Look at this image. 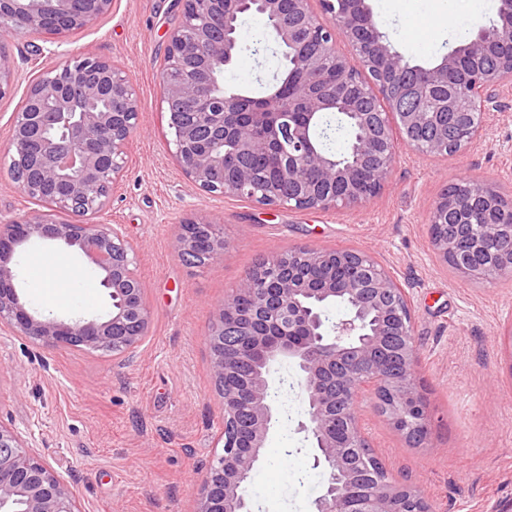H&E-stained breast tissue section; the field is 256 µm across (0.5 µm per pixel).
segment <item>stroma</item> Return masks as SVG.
<instances>
[{"instance_id":"1","label":"stroma","mask_w":512,"mask_h":512,"mask_svg":"<svg viewBox=\"0 0 512 512\" xmlns=\"http://www.w3.org/2000/svg\"><path fill=\"white\" fill-rule=\"evenodd\" d=\"M388 40L411 64L429 66L498 18L499 0H368ZM179 21L176 0H112L109 13L59 36L5 38L17 75L0 99V150L29 81L64 63L65 52L105 58L133 85L139 128L129 170L106 208L89 223L119 226L136 257L149 332L126 359L80 348L42 349L0 331V424L20 432L33 453L72 485L81 512H195L206 467L221 453L224 406L205 338L213 313L257 262L302 247L373 256L408 292L416 373L431 415L428 442L409 446L364 398L358 418L389 476L419 487L435 512H512V349L502 333L512 320V275L490 282L460 276L436 251L428 217L450 183L469 179L512 198V88L498 93L481 139L462 154L424 157L399 147L388 186L361 208L289 210L235 196H211L185 179L174 158L160 75L166 32ZM263 20L239 25L242 50L226 70L231 87L277 72L279 56L253 53ZM46 207L30 199L0 164V219ZM206 215L228 248L194 266L175 243L183 221ZM50 254L78 266L85 284L68 290L56 315L97 316L110 308L93 264L37 245L17 256V286L43 310L27 268ZM253 472L252 512H314L325 475L313 465L298 371Z\"/></svg>"}]
</instances>
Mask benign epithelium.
Listing matches in <instances>:
<instances>
[{"label": "benign epithelium", "mask_w": 512, "mask_h": 512, "mask_svg": "<svg viewBox=\"0 0 512 512\" xmlns=\"http://www.w3.org/2000/svg\"><path fill=\"white\" fill-rule=\"evenodd\" d=\"M178 0L181 16L168 33L161 104L173 132V155L187 180L207 194L231 195L263 206L290 210L359 208L388 184L398 141L427 156L463 154L483 135L493 109V94L512 85V0H501L499 20L481 28L429 67L412 65L382 31L366 51L350 31L351 15L378 22L367 0ZM112 0H0V40L31 30L61 35L88 26ZM261 17L277 45L288 51L292 89L274 98L265 113L269 131L245 133L229 121L243 95L220 85L241 49L238 14ZM345 32L353 56L336 50V31ZM502 51L491 66H477L459 78L460 60L480 61L489 41ZM357 63H352V59ZM336 79L321 84L326 66ZM367 84L374 109L365 110L351 91L355 76ZM15 71L0 54V97L11 93ZM340 111L355 130L352 159L323 151L315 129L323 115ZM139 103L123 72L102 57L72 55L29 82L24 108L15 113L7 151L8 166L21 190L68 216L64 221L33 214L0 223V329L36 346L110 351L115 359L136 351L148 333L149 312L135 274V254L118 229L89 224L84 217L102 211L117 180L127 172V149L139 124ZM231 141L242 163L224 169ZM275 151L281 185H257L246 164ZM221 174V181L215 174ZM497 193L474 191L459 180L437 197L429 222L452 230L433 240L439 253L463 277L489 279L487 266L472 261L503 238L512 241V224H485L471 233V213L498 209ZM36 243L55 244L88 258L98 271L112 309L105 316L58 318L29 306L17 289L13 259ZM226 241L205 216L181 225L179 255L203 252L224 256ZM313 266L314 285L302 272L282 267L283 252L261 261L215 311L206 337L215 381L234 378L240 387L221 395L224 445L207 467L196 512H251L247 485L259 464L274 425L275 364L293 362L301 374L313 467L326 475L314 512H434L414 485L377 469L371 487L353 510L346 509L343 487L363 473L362 449L368 439L358 422L362 393L383 403L390 425L407 434L430 430V416L415 374L416 348L411 303L405 288L371 256L348 250L298 248ZM355 265L361 275L336 279V267ZM251 297L248 310L236 298ZM344 299L346 317L329 326L323 305ZM238 342L231 345L227 337ZM250 367L248 380L241 378ZM249 412L248 447L236 434L241 404ZM350 418V431L336 437V424ZM81 512L67 480L32 453L19 432L0 424V512Z\"/></svg>", "instance_id": "7a95c632"}]
</instances>
